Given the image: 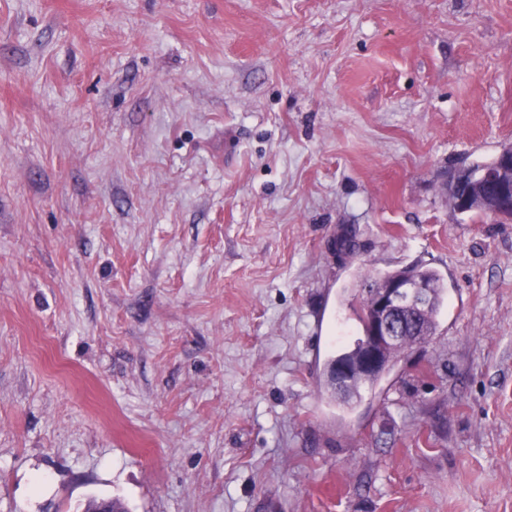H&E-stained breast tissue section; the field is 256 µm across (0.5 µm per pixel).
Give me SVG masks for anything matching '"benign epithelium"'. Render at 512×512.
<instances>
[{"instance_id": "obj_1", "label": "benign epithelium", "mask_w": 512, "mask_h": 512, "mask_svg": "<svg viewBox=\"0 0 512 512\" xmlns=\"http://www.w3.org/2000/svg\"><path fill=\"white\" fill-rule=\"evenodd\" d=\"M442 191L460 214L480 205L494 217L512 220V146L503 148L488 167L469 165L445 173ZM432 302V290L418 275L400 272L383 280L365 309L367 331L362 341L328 367V383L337 396L351 397V381L359 375L376 378L385 373L391 365L388 351L403 341L402 312L421 313Z\"/></svg>"}]
</instances>
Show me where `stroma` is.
I'll return each mask as SVG.
<instances>
[{"mask_svg": "<svg viewBox=\"0 0 512 512\" xmlns=\"http://www.w3.org/2000/svg\"><path fill=\"white\" fill-rule=\"evenodd\" d=\"M510 144L512 0H0V512H512V221L439 189ZM404 268L424 277L433 288H428L420 276L408 272H400L386 278L378 288L375 287L380 280L390 272L379 274L368 271L364 275V279L372 281L368 288H374L370 302L368 295L365 294L366 288L363 289L359 305L358 318L364 333L365 314L367 331L365 336L354 341L356 345L362 339L354 352L336 358L327 370L328 383L336 390L338 397L346 399L353 396L351 381L359 375L375 377L370 381L372 383L377 381L376 377L385 373L392 364L388 358V351L391 348L398 345L392 349L390 358H393L399 351L422 343L435 333L436 317L443 305L445 294L442 278L435 270L423 265L414 264ZM426 310L428 311L421 313ZM404 311L421 313L414 317L404 316L407 327L405 333L404 322L400 320ZM403 333L406 338L402 343Z\"/></svg>", "mask_w": 512, "mask_h": 512, "instance_id": "35a3bbf8", "label": "stroma"}]
</instances>
